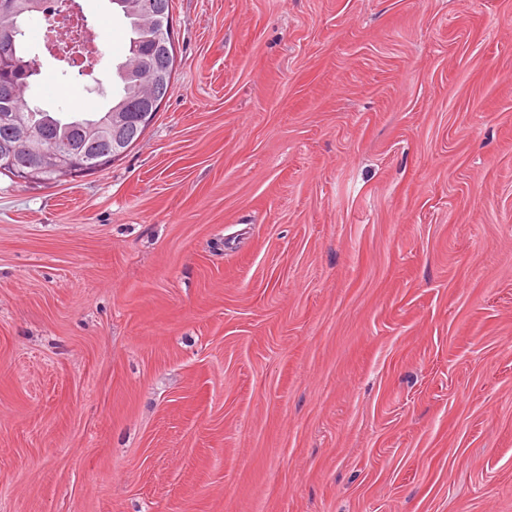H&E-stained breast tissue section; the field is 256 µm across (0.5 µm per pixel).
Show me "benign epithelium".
Here are the masks:
<instances>
[{"instance_id":"obj_1","label":"benign epithelium","mask_w":512,"mask_h":512,"mask_svg":"<svg viewBox=\"0 0 512 512\" xmlns=\"http://www.w3.org/2000/svg\"><path fill=\"white\" fill-rule=\"evenodd\" d=\"M65 9L60 14L72 18L77 30L92 29L87 16L75 0H65ZM163 24L162 12L157 8H146L138 14V25L149 39L157 41L154 33ZM18 29L13 21H0V60L12 63L15 55ZM170 47H165L160 57L155 54H135L123 64V70L131 77H140L149 68L156 76H163L161 66L171 58ZM25 83L12 78L0 80V159L15 167L18 178L26 181H47V177L58 172H68L87 165H100L107 160V153H116L131 140L138 138L140 126L149 121L154 112L153 86L143 88L136 120L111 123L104 128L85 125L79 119L70 121L71 138L62 150H45L37 142L51 144L53 134L45 128L34 130L18 123L12 112V102Z\"/></svg>"}]
</instances>
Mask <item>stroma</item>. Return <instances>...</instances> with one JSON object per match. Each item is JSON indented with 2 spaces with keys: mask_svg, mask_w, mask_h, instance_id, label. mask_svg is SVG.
<instances>
[{
  "mask_svg": "<svg viewBox=\"0 0 512 512\" xmlns=\"http://www.w3.org/2000/svg\"><path fill=\"white\" fill-rule=\"evenodd\" d=\"M171 15L133 146L0 174V512H512V0ZM169 33L170 32L168 29L167 39H168V42L172 49ZM164 48H165V51H164L163 56L155 58L156 51L150 55H143V54L136 53L135 55L129 57L122 66L123 70L129 76L134 77V78H139L141 72L146 68H149L152 71H154L157 77H162L164 70L161 69V64L166 65L167 60L169 58H171V62L166 71L167 80L164 83H158V91H159V94L161 95V98L167 97L174 89L173 83H172V72H173V68H174V55H172L173 49L171 51V49L168 45H166V46L164 45ZM171 55H172V57H171Z\"/></svg>",
  "mask_w": 512,
  "mask_h": 512,
  "instance_id": "35a3bbf8",
  "label": "stroma"
}]
</instances>
